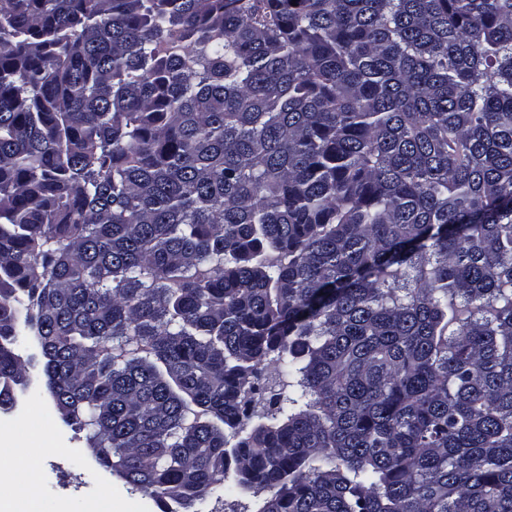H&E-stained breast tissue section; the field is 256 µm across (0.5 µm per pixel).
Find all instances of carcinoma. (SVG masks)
<instances>
[{"instance_id": "carcinoma-1", "label": "carcinoma", "mask_w": 512, "mask_h": 512, "mask_svg": "<svg viewBox=\"0 0 512 512\" xmlns=\"http://www.w3.org/2000/svg\"><path fill=\"white\" fill-rule=\"evenodd\" d=\"M19 391L162 512H512V0H0ZM238 500V502H231L232 499H229L224 504L222 501L207 499L199 508L202 510V512H255L258 510V498L251 496H240Z\"/></svg>"}]
</instances>
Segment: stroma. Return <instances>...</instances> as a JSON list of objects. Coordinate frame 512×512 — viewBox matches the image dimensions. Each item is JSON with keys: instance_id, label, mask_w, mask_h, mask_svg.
<instances>
[{"instance_id": "obj_1", "label": "stroma", "mask_w": 512, "mask_h": 512, "mask_svg": "<svg viewBox=\"0 0 512 512\" xmlns=\"http://www.w3.org/2000/svg\"><path fill=\"white\" fill-rule=\"evenodd\" d=\"M27 415L38 428L40 441L29 448L36 466L37 493L58 497L75 504L95 496L111 498L114 512H161L159 505L139 492L128 491L126 485L109 470L101 467L87 446L86 434L73 430L55 412L52 402L34 406L25 395H18L17 403L8 413L0 412V426L18 415ZM50 444L52 452L42 453V444ZM81 455L84 464L74 467L71 460Z\"/></svg>"}]
</instances>
